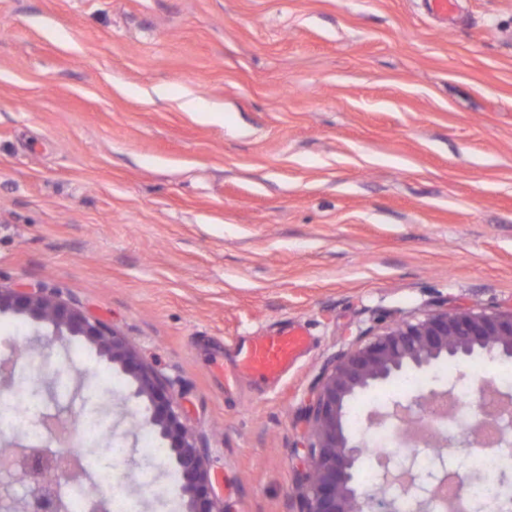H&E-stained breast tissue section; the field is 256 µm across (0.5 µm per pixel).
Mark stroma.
Wrapping results in <instances>:
<instances>
[{"mask_svg": "<svg viewBox=\"0 0 512 512\" xmlns=\"http://www.w3.org/2000/svg\"><path fill=\"white\" fill-rule=\"evenodd\" d=\"M0 286L120 332L205 448L224 512H296L301 414L329 360L441 302L512 312V0H0ZM295 324L277 382L238 345ZM0 314L43 411L107 425L134 512H184L123 415L130 380ZM477 355L427 390L479 387ZM472 448L393 454L423 478Z\"/></svg>", "mask_w": 512, "mask_h": 512, "instance_id": "obj_1", "label": "stroma"}]
</instances>
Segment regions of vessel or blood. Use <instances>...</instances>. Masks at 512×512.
<instances>
[{
    "label": "vessel or blood",
    "instance_id": "b4317fda",
    "mask_svg": "<svg viewBox=\"0 0 512 512\" xmlns=\"http://www.w3.org/2000/svg\"><path fill=\"white\" fill-rule=\"evenodd\" d=\"M313 341L303 327L262 336L239 351L235 364L247 376L275 380L299 362Z\"/></svg>",
    "mask_w": 512,
    "mask_h": 512
}]
</instances>
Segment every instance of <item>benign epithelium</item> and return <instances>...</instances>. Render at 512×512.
<instances>
[{
  "label": "benign epithelium",
  "mask_w": 512,
  "mask_h": 512,
  "mask_svg": "<svg viewBox=\"0 0 512 512\" xmlns=\"http://www.w3.org/2000/svg\"><path fill=\"white\" fill-rule=\"evenodd\" d=\"M5 313L47 324L59 339L82 340L127 375L132 382L130 397L144 405L146 423L167 444L180 477L179 493L186 512H224L212 496L207 455L181 421L173 396L117 331H108L60 300L25 288L0 287V314ZM477 354L512 358V312L487 313L442 304L421 318L402 319L330 360L302 411L308 456L297 512H392L394 500L387 497V491L402 485L419 487L417 476L409 466L390 468L384 456L379 462L378 487L366 488L356 481L355 468L367 457V443L354 441L348 433L345 418L350 401L403 371L426 372L442 360L464 364ZM444 395V391H433L405 404L396 402L386 413H371L369 425L378 426L388 419L409 422L416 408ZM499 400L500 412L489 422L497 428V444L502 446L512 443V400L502 395ZM26 461L33 486L23 512H68L49 485L71 483L78 474L56 465L54 458L32 445L0 450L1 473L14 471ZM438 486L439 482L432 481L420 487L422 496L412 497L413 512H435L439 505L446 512L466 510L464 499L441 503Z\"/></svg>",
  "instance_id": "benign-epithelium-1"
}]
</instances>
